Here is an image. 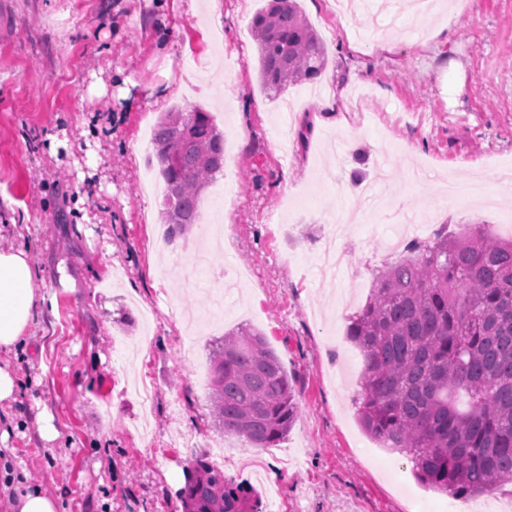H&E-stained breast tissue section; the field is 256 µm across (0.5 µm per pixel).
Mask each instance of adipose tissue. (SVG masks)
I'll return each instance as SVG.
<instances>
[{"mask_svg":"<svg viewBox=\"0 0 512 512\" xmlns=\"http://www.w3.org/2000/svg\"><path fill=\"white\" fill-rule=\"evenodd\" d=\"M36 269L27 250L0 247V350L20 347L32 320Z\"/></svg>","mask_w":512,"mask_h":512,"instance_id":"adipose-tissue-1","label":"adipose tissue"}]
</instances>
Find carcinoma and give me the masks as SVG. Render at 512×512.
<instances>
[{"mask_svg": "<svg viewBox=\"0 0 512 512\" xmlns=\"http://www.w3.org/2000/svg\"><path fill=\"white\" fill-rule=\"evenodd\" d=\"M251 27L268 92L321 75L323 44L297 0H270ZM153 143L173 239L195 223L202 192L223 168L224 135L211 113L175 108L160 117ZM346 335L366 359L360 427L406 456L420 484L461 497L512 485V237L474 224L460 236L409 242L380 269ZM210 363L219 427L258 448L287 436L294 390L260 331L224 334ZM184 498L190 512H243L241 487L207 464Z\"/></svg>", "mask_w": 512, "mask_h": 512, "instance_id": "obj_1", "label": "carcinoma"}]
</instances>
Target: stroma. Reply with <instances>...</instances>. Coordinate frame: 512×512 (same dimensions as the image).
I'll use <instances>...</instances> for the list:
<instances>
[{"instance_id":"1","label":"stroma","mask_w":512,"mask_h":512,"mask_svg":"<svg viewBox=\"0 0 512 512\" xmlns=\"http://www.w3.org/2000/svg\"><path fill=\"white\" fill-rule=\"evenodd\" d=\"M198 3L0 0V245L38 269L25 349L0 351L24 383L0 402L8 456L62 512H185L187 474L215 462L214 442L263 512H512L507 488L454 500L421 486L362 431L365 360L346 336L393 235L512 236V0H441L390 27L299 0L326 68L277 96L249 30L267 0ZM323 83L338 96L331 124L315 121ZM175 106L211 112L224 168L163 250V200L140 184ZM337 164L376 206L319 180ZM332 228L351 264L325 277ZM241 324L265 334L295 389L296 422L270 448L214 425L210 351ZM142 379L155 388L146 436Z\"/></svg>"}]
</instances>
